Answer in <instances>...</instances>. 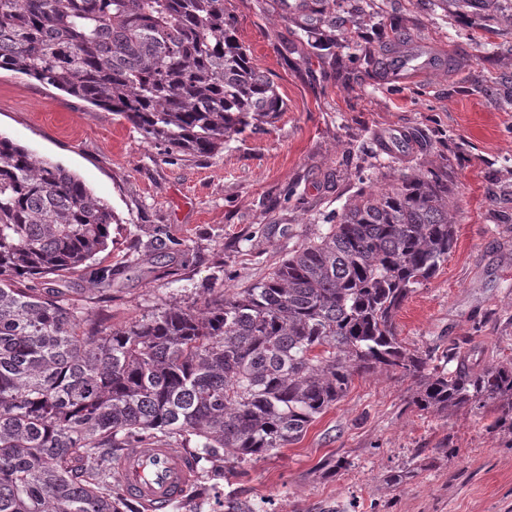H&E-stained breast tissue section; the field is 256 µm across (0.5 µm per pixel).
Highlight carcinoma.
<instances>
[{
    "label": "carcinoma",
    "instance_id": "carcinoma-1",
    "mask_svg": "<svg viewBox=\"0 0 512 512\" xmlns=\"http://www.w3.org/2000/svg\"><path fill=\"white\" fill-rule=\"evenodd\" d=\"M347 57L374 64L369 44ZM125 119L149 144L208 154L286 109L225 0H0V71ZM119 217L62 165L0 137V512H140L112 455L175 439L196 471L300 440L355 376L416 381L411 403L492 407L512 435V361L408 349L396 317L454 244L448 171L400 172L350 199L262 280L128 326L83 315L66 284L100 265Z\"/></svg>",
    "mask_w": 512,
    "mask_h": 512
}]
</instances>
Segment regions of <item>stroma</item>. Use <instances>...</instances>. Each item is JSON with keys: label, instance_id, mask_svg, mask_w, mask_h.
<instances>
[{"label": "stroma", "instance_id": "1", "mask_svg": "<svg viewBox=\"0 0 512 512\" xmlns=\"http://www.w3.org/2000/svg\"><path fill=\"white\" fill-rule=\"evenodd\" d=\"M228 0L239 39L287 107L205 156L144 142L113 112L0 74V135L76 174L117 213L112 299L70 281L85 315L124 326L172 302L198 306L265 277L360 192L401 170L448 166L455 242L396 321L408 348L459 344L476 365L512 360V28L463 0H371L399 33L350 64L355 0ZM412 379L355 377L297 443L205 472L243 512H512V437L489 410L426 413ZM419 468L394 486L387 475Z\"/></svg>", "mask_w": 512, "mask_h": 512}]
</instances>
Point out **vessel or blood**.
<instances>
[{
  "label": "vessel or blood",
  "mask_w": 512,
  "mask_h": 512,
  "mask_svg": "<svg viewBox=\"0 0 512 512\" xmlns=\"http://www.w3.org/2000/svg\"><path fill=\"white\" fill-rule=\"evenodd\" d=\"M116 470L127 498L144 504L147 512H164L182 498L194 472L185 454L151 441L125 449Z\"/></svg>",
  "instance_id": "obj_1"
}]
</instances>
